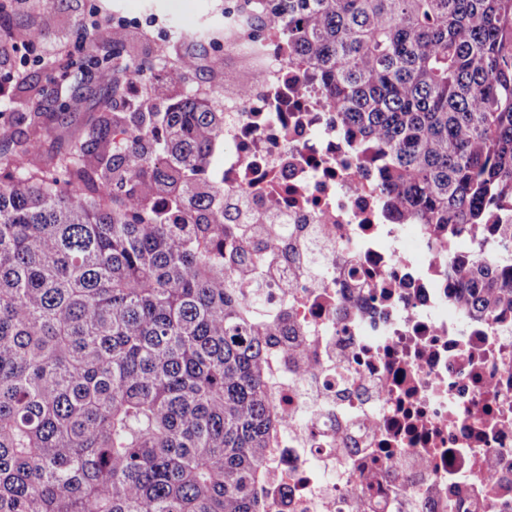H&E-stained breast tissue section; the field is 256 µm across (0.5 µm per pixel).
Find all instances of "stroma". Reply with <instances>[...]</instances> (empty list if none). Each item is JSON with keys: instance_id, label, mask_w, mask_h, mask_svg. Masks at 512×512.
<instances>
[{"instance_id": "stroma-1", "label": "stroma", "mask_w": 512, "mask_h": 512, "mask_svg": "<svg viewBox=\"0 0 512 512\" xmlns=\"http://www.w3.org/2000/svg\"><path fill=\"white\" fill-rule=\"evenodd\" d=\"M167 18L178 19L188 33L217 27L224 23V0H58L41 7L33 0H0V87L6 91L0 97V138L36 144L31 167L37 170L79 140L97 119L103 97L124 72V59L90 71L78 110L62 117L49 112L35 124L25 119L42 103L43 91L54 90L60 59L83 54L79 36L86 29L105 47L111 45L115 32L138 35L144 60H154V53H162L149 76L137 80L138 104L153 112L166 111L185 90L205 100L225 79L241 82L250 77L251 69L244 61L225 55L222 45L211 43L203 48L209 66L198 67L189 84L169 82L166 70L186 48L170 40L162 29L160 22ZM30 29L39 32V39L21 44L18 34Z\"/></svg>"}]
</instances>
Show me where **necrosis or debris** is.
I'll return each instance as SVG.
<instances>
[{
    "mask_svg": "<svg viewBox=\"0 0 512 512\" xmlns=\"http://www.w3.org/2000/svg\"><path fill=\"white\" fill-rule=\"evenodd\" d=\"M217 39L252 77L212 93L224 165L207 179L225 209L276 217L248 243L277 256L254 297L302 329L307 355L280 342L267 357L273 512H512V311L462 313L458 245L386 208L323 90L295 83L278 27L228 14L193 36ZM313 232L319 276L297 259Z\"/></svg>",
    "mask_w": 512,
    "mask_h": 512,
    "instance_id": "1",
    "label": "necrosis or debris"
}]
</instances>
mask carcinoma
<instances>
[{
  "label": "carcinoma",
  "instance_id": "cac0c4a2",
  "mask_svg": "<svg viewBox=\"0 0 512 512\" xmlns=\"http://www.w3.org/2000/svg\"><path fill=\"white\" fill-rule=\"evenodd\" d=\"M387 204L449 241L512 200V0H261ZM102 115L40 176L0 139V512H271L277 416L263 232L198 186L224 113ZM112 140H107V133ZM96 155L100 191L76 186ZM500 264H457L473 318L512 310Z\"/></svg>",
  "mask_w": 512,
  "mask_h": 512
}]
</instances>
